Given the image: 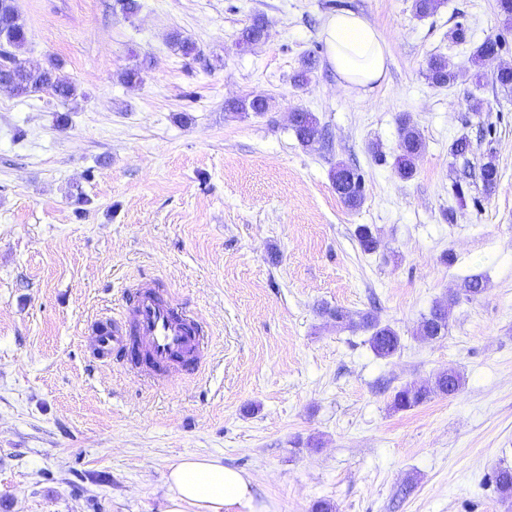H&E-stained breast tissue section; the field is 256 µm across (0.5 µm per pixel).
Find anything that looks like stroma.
I'll list each match as a JSON object with an SVG mask.
<instances>
[{
    "label": "stroma",
    "instance_id": "35a3bbf8",
    "mask_svg": "<svg viewBox=\"0 0 512 512\" xmlns=\"http://www.w3.org/2000/svg\"><path fill=\"white\" fill-rule=\"evenodd\" d=\"M16 3L21 58L60 63L79 95L0 89V512H165L170 467L190 455L251 479V508L224 512H512L488 481L512 466V89L470 63L498 36L512 65L495 0H442L426 18L413 0H139L132 17L117 0ZM341 7L387 42L374 90H343L328 63L322 29ZM256 15L268 37L240 47ZM176 31L197 56L171 46ZM434 55L453 85L426 79ZM251 95L267 112H225ZM298 108L328 141L297 140ZM404 119L426 144L409 180L392 166ZM462 136L466 164L450 151ZM340 161L362 175L358 209L332 186ZM467 276L483 294L449 301ZM141 280L207 322L198 375L150 389L91 355L93 324L119 319ZM438 302L448 331L428 340L417 328ZM325 307L375 311L400 353L377 358ZM450 369L458 394L393 408L406 383Z\"/></svg>",
    "mask_w": 512,
    "mask_h": 512
}]
</instances>
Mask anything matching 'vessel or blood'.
I'll return each instance as SVG.
<instances>
[{
  "mask_svg": "<svg viewBox=\"0 0 512 512\" xmlns=\"http://www.w3.org/2000/svg\"><path fill=\"white\" fill-rule=\"evenodd\" d=\"M128 310L129 328L109 322L99 325L95 335L99 360L142 357L155 367L177 364L187 373L199 372L202 327L196 318L151 288L135 292Z\"/></svg>",
  "mask_w": 512,
  "mask_h": 512,
  "instance_id": "obj_1",
  "label": "vessel or blood"
}]
</instances>
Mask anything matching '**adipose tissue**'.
<instances>
[{"label":"adipose tissue","mask_w":512,"mask_h":512,"mask_svg":"<svg viewBox=\"0 0 512 512\" xmlns=\"http://www.w3.org/2000/svg\"><path fill=\"white\" fill-rule=\"evenodd\" d=\"M329 62L341 86L367 92L386 76L388 46L378 31L352 12L331 15L324 24ZM166 512H224L252 501L249 477L209 457L189 456L170 469Z\"/></svg>","instance_id":"adipose-tissue-1"}]
</instances>
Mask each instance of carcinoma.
<instances>
[{
  "mask_svg": "<svg viewBox=\"0 0 512 512\" xmlns=\"http://www.w3.org/2000/svg\"><path fill=\"white\" fill-rule=\"evenodd\" d=\"M262 21L261 16L253 17L250 24L240 33L238 42L247 45L257 41L261 35ZM26 42L27 31L19 18L17 9L13 7L10 0H0V78L6 76L14 80L26 96L48 91L64 105L74 99L78 91L77 85L61 72L60 64L52 62L47 67L31 68L16 54V50L22 48ZM496 48L497 42L492 38L486 39L476 48L471 58L476 67L475 76H480L481 69L491 62ZM314 65L315 56L307 54L302 58L299 70L293 75L295 86L301 87L308 82ZM427 78L437 86H450L456 81L457 75L448 70V63L443 57L435 55L428 62ZM267 110L268 100L261 95L232 100L224 106V111L233 115L249 112L261 114ZM291 127L297 140L304 145L316 142L323 136V128L319 121L308 111L291 118ZM397 150L398 154L394 162L395 173L401 179H410L414 176L416 163L425 150V142L419 130L406 120L401 123ZM480 178L484 190L488 193L494 192L499 183L497 166L490 160L482 163ZM331 179L336 192L346 206L356 208L361 205L362 177L357 170L338 163L331 170ZM356 237L364 251L370 253L377 249L378 241L368 226H359ZM483 291L482 279L469 277L449 293L448 299L455 300L463 295L469 300H474ZM442 310L443 305L437 303L431 308L429 314L422 318L419 325L421 336L429 339L447 331L448 325L443 323L441 317ZM326 313L340 325L358 327L369 332V347L379 358H390L401 348V338L397 332L389 325L381 323L371 311L359 315L357 322L341 308L328 309ZM463 385L464 377L450 370L437 375L430 382H412L403 386L395 393L393 406L397 410H409L436 395H447L451 392L456 394ZM490 481L495 485L502 500L512 499V467L506 466L494 470L490 475Z\"/></svg>",
  "mask_w": 512,
  "mask_h": 512,
  "instance_id": "obj_1",
  "label": "carcinoma"
}]
</instances>
